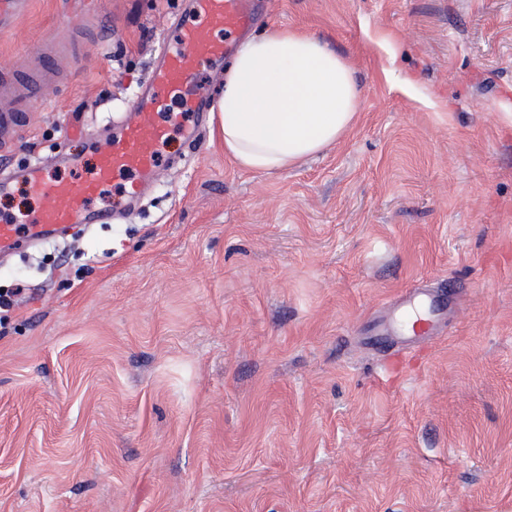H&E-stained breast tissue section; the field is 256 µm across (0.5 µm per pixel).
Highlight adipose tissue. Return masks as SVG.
Returning a JSON list of instances; mask_svg holds the SVG:
<instances>
[{"instance_id": "obj_1", "label": "adipose tissue", "mask_w": 512, "mask_h": 512, "mask_svg": "<svg viewBox=\"0 0 512 512\" xmlns=\"http://www.w3.org/2000/svg\"><path fill=\"white\" fill-rule=\"evenodd\" d=\"M358 109L346 58L312 33L271 27L238 46L213 114L225 155L241 168L271 173L335 145Z\"/></svg>"}]
</instances>
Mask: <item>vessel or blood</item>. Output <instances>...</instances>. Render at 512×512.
I'll list each match as a JSON object with an SVG mask.
<instances>
[{
  "label": "vessel or blood",
  "instance_id": "b4317fda",
  "mask_svg": "<svg viewBox=\"0 0 512 512\" xmlns=\"http://www.w3.org/2000/svg\"><path fill=\"white\" fill-rule=\"evenodd\" d=\"M254 21L247 0H189L188 14L176 24L178 47L159 46L158 60L140 89L134 117L122 121L111 142L98 147L96 167L90 178L75 185L48 184L42 178L43 167L39 164L14 169L7 177L0 175L1 195L8 194L18 180L45 200L28 231L0 222V254L26 242L50 240L79 224L106 223L109 213L92 209L91 202L115 181H122L129 203H137L149 188L160 151L171 135V124L165 116L169 106L177 105L183 113L208 111L207 94L192 87L198 64L222 65L231 49V37L250 28ZM52 90V84L37 75L23 81L0 76V99L8 102L7 107L0 108L1 150L12 142L18 127L17 113L37 110ZM445 304L446 296L441 292L425 300L412 294L404 296L401 314L408 317L415 338L431 337L435 315Z\"/></svg>",
  "mask_w": 512,
  "mask_h": 512
}]
</instances>
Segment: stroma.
<instances>
[{"instance_id":"1","label":"stroma","mask_w":512,"mask_h":512,"mask_svg":"<svg viewBox=\"0 0 512 512\" xmlns=\"http://www.w3.org/2000/svg\"><path fill=\"white\" fill-rule=\"evenodd\" d=\"M253 3L252 33L350 61L358 120L276 174L172 133L181 164L137 210L109 188L111 223L0 258V291L26 288L0 315V512H512V0ZM187 7L8 19L0 72L60 18L88 27L0 169L88 175ZM415 289L447 291L439 335L374 349Z\"/></svg>"}]
</instances>
